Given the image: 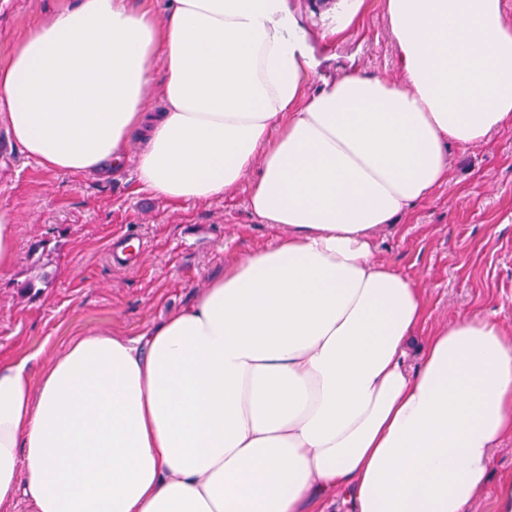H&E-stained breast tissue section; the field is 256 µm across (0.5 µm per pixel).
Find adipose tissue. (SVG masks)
Returning a JSON list of instances; mask_svg holds the SVG:
<instances>
[{"mask_svg": "<svg viewBox=\"0 0 512 512\" xmlns=\"http://www.w3.org/2000/svg\"><path fill=\"white\" fill-rule=\"evenodd\" d=\"M295 0H73L0 65V121L45 169L205 202L248 183L288 233L135 337L86 331L40 374L0 359V512H465L512 438V340L469 313L407 344L415 282L372 232L512 124L502 0H384L401 81L306 95ZM139 150H132L133 141Z\"/></svg>", "mask_w": 512, "mask_h": 512, "instance_id": "1", "label": "adipose tissue"}]
</instances>
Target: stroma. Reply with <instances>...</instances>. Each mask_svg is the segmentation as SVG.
Masks as SVG:
<instances>
[{"instance_id":"1","label":"stroma","mask_w":512,"mask_h":512,"mask_svg":"<svg viewBox=\"0 0 512 512\" xmlns=\"http://www.w3.org/2000/svg\"><path fill=\"white\" fill-rule=\"evenodd\" d=\"M60 0H0V62ZM357 66L396 81L398 57L379 6L332 46L317 72ZM450 176L433 196L375 233L374 258L420 288L424 315L409 347L459 316L482 311L512 340V126L449 151ZM247 185L179 206L137 190L135 160L116 176L71 175L26 157L0 126V210L16 219V258L0 275V357L39 351L41 370L86 330L137 335L191 304L225 262L275 246L286 230L246 205ZM512 476V443L495 449L491 477L466 512H494Z\"/></svg>"}]
</instances>
